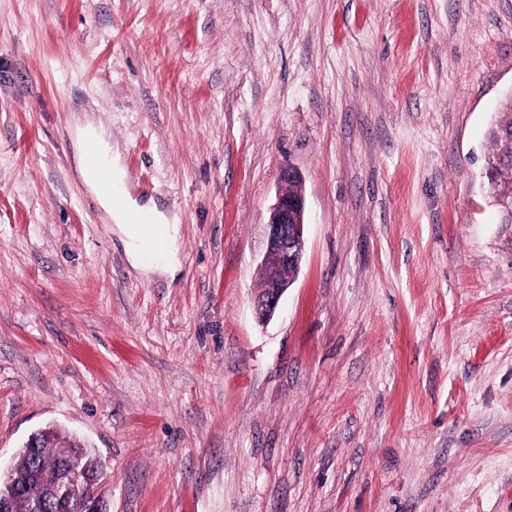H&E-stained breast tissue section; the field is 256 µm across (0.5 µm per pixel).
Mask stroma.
<instances>
[{
    "mask_svg": "<svg viewBox=\"0 0 512 512\" xmlns=\"http://www.w3.org/2000/svg\"><path fill=\"white\" fill-rule=\"evenodd\" d=\"M512 0H0V464L111 512H512V245L485 177ZM178 224L133 268L76 169ZM305 254L252 297L285 166ZM94 146L107 162L112 181L120 182L124 176V171L119 163L118 155L112 152V146L107 139L106 133L102 127L87 126L80 136V146L78 153V169L81 175H85L86 159L89 146ZM41 431L29 435L20 448L21 451L19 450L23 453L18 455L15 467L14 463L6 468H2L0 464V512H11V501L13 512H57L59 509L62 512H111L101 493L106 470L95 471L101 463L97 455L93 452L85 454V446L77 448L80 456L85 454L81 465L92 472L87 473L79 466H73L70 460L67 461L70 458L71 447L78 446L79 441H71L69 437L65 441L69 446L62 447L61 433L50 427ZM61 466L59 471L46 480L49 493L57 499V506L51 495L37 482V476L42 472H52ZM15 468L17 472L22 473L23 478H27V483H22L14 494L20 484Z\"/></svg>",
    "mask_w": 512,
    "mask_h": 512,
    "instance_id": "stroma-1",
    "label": "stroma"
}]
</instances>
